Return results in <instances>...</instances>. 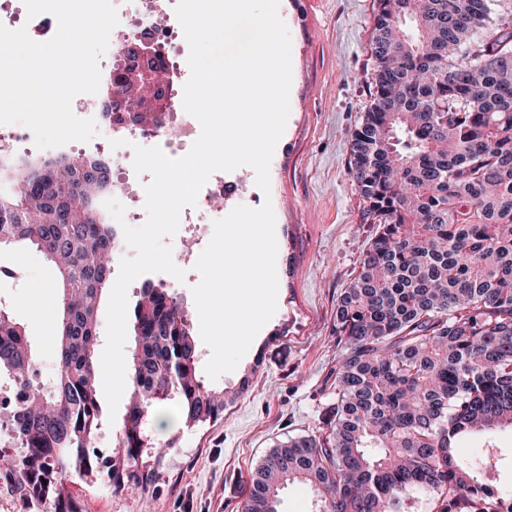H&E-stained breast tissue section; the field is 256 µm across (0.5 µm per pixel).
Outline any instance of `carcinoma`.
Wrapping results in <instances>:
<instances>
[{"mask_svg":"<svg viewBox=\"0 0 512 512\" xmlns=\"http://www.w3.org/2000/svg\"><path fill=\"white\" fill-rule=\"evenodd\" d=\"M497 0H373L369 105L351 134L350 174L377 225L336 307L335 395L316 434L271 450L250 477L242 512H278L290 481L309 484L319 512H402L423 493L428 512L503 510L475 435L512 429V11ZM140 112L149 87L126 82ZM0 249L28 245L56 273L58 372L40 378L25 329L0 307V467L34 499L78 512L69 477L146 484L142 449L154 407L173 401L187 428L224 413V390L197 371L194 328L163 285L133 309V393L118 448L100 468L104 411L96 385L97 314L120 246L95 208L112 186L103 156L33 163L0 152Z\"/></svg>","mask_w":512,"mask_h":512,"instance_id":"carcinoma-1","label":"carcinoma"}]
</instances>
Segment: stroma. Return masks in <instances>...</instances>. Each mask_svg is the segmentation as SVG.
<instances>
[{
  "mask_svg": "<svg viewBox=\"0 0 512 512\" xmlns=\"http://www.w3.org/2000/svg\"><path fill=\"white\" fill-rule=\"evenodd\" d=\"M373 0H283L291 36L290 114L270 164L278 244L277 311L236 369L216 379L234 397L217 420L169 425L162 406L148 423L151 441L175 446L155 467L149 489L115 490L73 480L80 512H240L250 474L272 449L316 433L333 396L336 301L356 276L375 233L349 173L351 133L370 100ZM37 250L0 251V303L22 324L42 377L55 372L57 318L42 313L54 286Z\"/></svg>",
  "mask_w": 512,
  "mask_h": 512,
  "instance_id": "obj_1",
  "label": "stroma"
}]
</instances>
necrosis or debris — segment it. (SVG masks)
<instances>
[{"instance_id": "obj_1", "label": "necrosis or debris", "mask_w": 512, "mask_h": 512, "mask_svg": "<svg viewBox=\"0 0 512 512\" xmlns=\"http://www.w3.org/2000/svg\"><path fill=\"white\" fill-rule=\"evenodd\" d=\"M119 23L112 30L109 45L100 60L101 81L99 97H106L116 88L115 76L128 62L125 40L132 31L149 35L153 51L158 52L166 66V76L172 94L154 102L153 121L142 124L130 120L129 113L116 112L104 118L95 112L94 119L108 139L130 142L128 150L117 153L113 166L117 176L112 181L114 192L120 193L128 205L131 221H138L146 199L145 187L151 176L136 173L132 159L134 146H157L171 158L186 155L200 135V124L183 107V87L190 69L180 37V24L173 8V0H112ZM245 185L228 182L223 172H215L201 189L196 206L184 208L180 215L183 236L203 241V230L208 224L224 218V209L215 208L214 200L238 199L247 194Z\"/></svg>"}]
</instances>
